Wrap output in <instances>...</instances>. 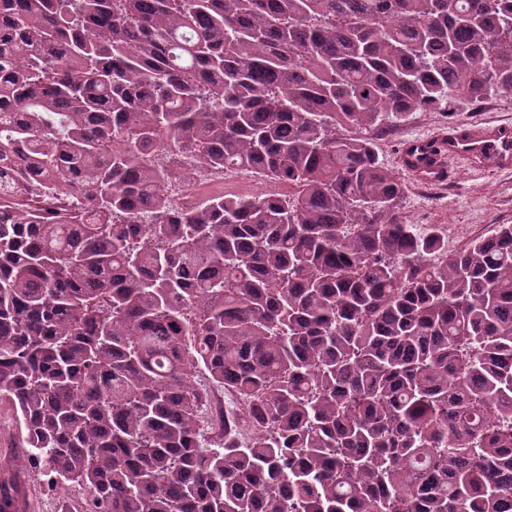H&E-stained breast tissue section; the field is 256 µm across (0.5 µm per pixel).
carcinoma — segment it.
<instances>
[{
  "mask_svg": "<svg viewBox=\"0 0 512 512\" xmlns=\"http://www.w3.org/2000/svg\"><path fill=\"white\" fill-rule=\"evenodd\" d=\"M498 94L512 0H0V512L30 460L88 512H512V224L448 254L370 136ZM210 167L288 192L171 206ZM22 443L18 425L8 406L0 405V461L1 458L21 454Z\"/></svg>",
  "mask_w": 512,
  "mask_h": 512,
  "instance_id": "cac0c4a2",
  "label": "carcinoma"
}]
</instances>
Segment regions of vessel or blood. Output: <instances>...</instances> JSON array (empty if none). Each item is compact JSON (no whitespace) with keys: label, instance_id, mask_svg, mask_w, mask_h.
Instances as JSON below:
<instances>
[{"label":"vessel or blood","instance_id":"1","mask_svg":"<svg viewBox=\"0 0 512 512\" xmlns=\"http://www.w3.org/2000/svg\"><path fill=\"white\" fill-rule=\"evenodd\" d=\"M404 170L423 181L447 179L451 164L462 161L493 172L512 171V125L459 124L435 138L405 143L399 155Z\"/></svg>","mask_w":512,"mask_h":512}]
</instances>
